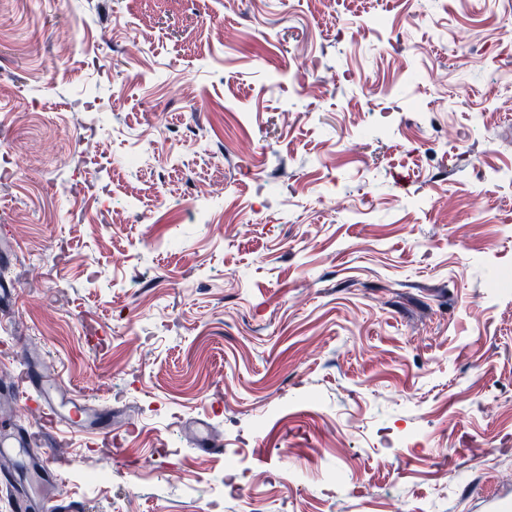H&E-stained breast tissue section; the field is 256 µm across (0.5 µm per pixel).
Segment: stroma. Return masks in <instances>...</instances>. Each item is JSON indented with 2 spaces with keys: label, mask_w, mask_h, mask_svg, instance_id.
Returning <instances> with one entry per match:
<instances>
[{
  "label": "stroma",
  "mask_w": 512,
  "mask_h": 512,
  "mask_svg": "<svg viewBox=\"0 0 512 512\" xmlns=\"http://www.w3.org/2000/svg\"><path fill=\"white\" fill-rule=\"evenodd\" d=\"M507 76L512 0H0V395L38 342L126 445L61 430L0 512L512 497L454 453L512 465Z\"/></svg>",
  "instance_id": "obj_1"
}]
</instances>
